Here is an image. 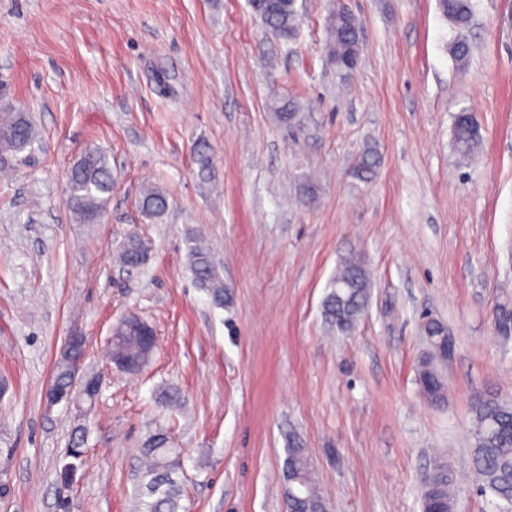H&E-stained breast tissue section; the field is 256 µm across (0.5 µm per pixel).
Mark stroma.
Returning a JSON list of instances; mask_svg holds the SVG:
<instances>
[{
	"instance_id": "stroma-1",
	"label": "stroma",
	"mask_w": 512,
	"mask_h": 512,
	"mask_svg": "<svg viewBox=\"0 0 512 512\" xmlns=\"http://www.w3.org/2000/svg\"><path fill=\"white\" fill-rule=\"evenodd\" d=\"M345 2L362 54L343 78L325 54L333 0H298L288 41L249 0H0V105L37 131L24 159L0 158V512H133L139 450L159 432L182 455L183 512H286L293 446L329 512H422L437 456L454 512H497L469 433L475 396L512 400V334L494 316L512 310V0H476L463 66L436 0ZM284 97L298 130L273 116ZM464 107L483 136L472 160L452 143ZM92 146L115 188L82 224L66 180ZM367 148L380 164L363 182ZM147 184L169 197L156 220L138 206ZM192 229L231 290L224 307L193 282ZM131 237L151 247L136 269L117 260ZM352 252L372 297L342 336L323 301ZM129 314L157 333L136 374L105 356ZM426 315L455 339L439 403L418 381ZM73 335L101 381L86 412L45 399ZM79 431L85 462L65 484Z\"/></svg>"
}]
</instances>
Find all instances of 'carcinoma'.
Instances as JSON below:
<instances>
[{"label": "carcinoma", "mask_w": 512, "mask_h": 512, "mask_svg": "<svg viewBox=\"0 0 512 512\" xmlns=\"http://www.w3.org/2000/svg\"><path fill=\"white\" fill-rule=\"evenodd\" d=\"M438 9L458 35L451 41L450 51L458 64L467 61L469 43L460 32L471 23L475 4L473 0H438ZM262 24L274 36L292 39L296 36L299 19L295 3L281 2L277 7L259 16ZM360 24L356 16L348 11L342 17L328 14L325 31L330 57L341 59L352 56L360 60ZM276 119L284 125H292L295 107L289 101L274 106ZM35 140V131L26 113L12 107L0 113V153L17 155L24 152ZM453 142L456 151L470 157L478 153L481 142V126L474 114L458 113L454 117ZM198 176L203 181L212 178V163L208 147L200 142L194 147ZM378 157L371 150L364 151L353 167L354 175L369 181L377 168ZM114 182L112 168L106 153L96 147L86 149L69 172L67 204L71 212L83 224L96 223L112 196ZM141 212L148 218H159L165 214L169 202L159 188L145 186L139 196ZM190 271L198 288L205 291L212 302L224 304L227 289L224 280L213 264L210 253L201 239L191 237ZM145 242L130 238L120 249V260L126 266L143 264ZM370 273L363 261L347 258L336 272L330 292L324 300V313L336 333L347 335L354 331L365 313L370 300ZM430 334L428 354L422 361L419 383L432 402L443 399V384L438 364L446 362L439 351L441 332L448 327L441 321L426 320ZM143 348L142 337L128 330L115 337L112 350L115 355L129 363L135 362ZM474 426L471 432V456L475 471L479 475V490L498 500L500 512H512V404L493 395H479L473 407ZM143 462V489L138 498L137 512H181L184 496L183 485L175 475L181 469V454L168 446L166 438L157 435L140 449ZM85 449L81 444L72 445L67 451L68 462L63 474L73 475L83 465ZM286 512H327L321 492L315 481L311 464L302 448L288 449L286 462ZM453 479L445 465H435L431 484L423 497L422 508L434 502L448 505L454 512L452 498Z\"/></svg>", "instance_id": "carcinoma-1"}]
</instances>
